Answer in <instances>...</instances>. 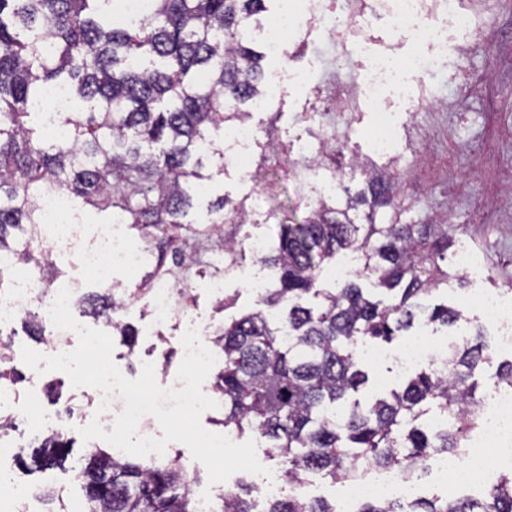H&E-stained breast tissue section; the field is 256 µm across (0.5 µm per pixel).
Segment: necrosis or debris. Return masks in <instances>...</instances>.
Segmentation results:
<instances>
[{
  "label": "necrosis or debris",
  "mask_w": 512,
  "mask_h": 512,
  "mask_svg": "<svg viewBox=\"0 0 512 512\" xmlns=\"http://www.w3.org/2000/svg\"><path fill=\"white\" fill-rule=\"evenodd\" d=\"M362 2V27L373 20L389 17L411 24L424 52L411 57L407 65L416 71H430L439 64L448 43L449 26L474 28L475 12H466L460 0H296L298 12L306 23L318 26L329 39L341 46L362 49L366 46L361 29L348 27L346 20L355 2ZM401 84V76L391 56L378 55L371 61L370 75L360 93L363 103L373 105L376 126L371 136L372 150L387 155L393 148V114L386 105L388 92ZM45 234L40 241L45 253L55 258L74 260L81 272L90 274L98 287L112 289L115 272L139 269L144 248L131 241L120 223L100 224L88 228L70 207L61 191L47 190L41 200ZM56 289L44 287L32 278L28 287L0 291V311H9L18 319L28 312L48 318ZM150 313L156 326L172 321L190 320L196 325L200 339H207L210 327L198 317L189 316L182 301L178 283L164 281L150 292ZM482 320L490 325L498 346L512 349V310L503 306L499 294H484L478 301ZM484 419L477 438L479 447L497 451L494 461L483 456L464 458L438 453L426 460L422 472L401 474L394 468H369L360 478L344 482L347 503L361 501H413L421 496V478L429 476L434 486L451 485L456 489L482 486L496 469L498 462L512 463V387L495 389L484 400Z\"/></svg>",
  "instance_id": "necrosis-or-debris-1"
}]
</instances>
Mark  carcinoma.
<instances>
[{
    "label": "carcinoma",
    "instance_id": "obj_1",
    "mask_svg": "<svg viewBox=\"0 0 512 512\" xmlns=\"http://www.w3.org/2000/svg\"><path fill=\"white\" fill-rule=\"evenodd\" d=\"M119 0H0V254L39 269L50 288L63 270L35 251L40 199L55 187L107 220L120 216L148 240L151 251L137 288L118 297L92 292L90 306L112 333H135L121 312L175 273L166 255L195 263L189 243H242L221 235L223 224H245L244 202L220 197L214 218L188 220L201 197V169L224 159L212 133L250 118L252 97L265 90L266 54L257 32L269 23V0H153L150 15L126 28L103 20ZM66 87L84 106L58 113L68 138L46 136L27 118L40 112L45 88ZM336 136L307 164L337 172L334 198L313 200L300 224H282L260 262L274 286L257 294L258 309L215 332L224 369L214 387L224 398L226 428L250 430L285 459L286 476L323 473L341 480L363 468L392 466L414 473L435 452L462 453L482 420L475 374L491 361L480 326L456 342L447 363L429 364L400 390L363 403L352 395L369 381L359 345L390 343L414 325L454 326L462 311L431 305L454 274L441 266L458 227L403 224L398 179L365 170V189L352 196L336 170ZM366 206L369 212L360 214ZM342 251L362 266L332 288L313 270ZM375 279L379 293L361 287ZM28 335H48L32 312ZM11 344L0 336V386L16 387ZM448 417L430 434L419 420L429 411ZM69 454L51 436L33 462L49 467ZM86 512H199L188 478L173 463L129 461L91 448L79 470ZM256 489L237 484L210 512H255ZM264 512H336L322 499L267 501ZM358 512H512V472L475 500L435 495L412 502H368Z\"/></svg>",
    "mask_w": 512,
    "mask_h": 512
}]
</instances>
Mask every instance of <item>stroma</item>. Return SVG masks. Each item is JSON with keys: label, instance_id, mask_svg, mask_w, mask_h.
<instances>
[{"label": "stroma", "instance_id": "35a3bbf8", "mask_svg": "<svg viewBox=\"0 0 512 512\" xmlns=\"http://www.w3.org/2000/svg\"><path fill=\"white\" fill-rule=\"evenodd\" d=\"M481 9L477 32L449 30L448 54L436 71L407 74L405 95L391 101L397 148L390 156L369 151L373 110L341 107L327 112L314 102L319 97L332 98L341 85L362 84L372 54L408 57L420 51L422 45L407 25L386 19L375 22L369 51L347 57L314 27L306 36L307 50L300 62L266 60V68L279 77L280 88L251 114L258 137L250 160L245 165L231 160L207 163L203 173L209 196L196 203L191 219L209 221V199L226 195L244 201L249 212L246 224L224 225L226 236L270 239L280 221H303L309 207L301 199L294 172L286 165L266 167L261 162L264 131L274 128L280 146L292 151L298 142L336 129L342 145L338 163L361 161L379 172L398 174L402 223L430 224L446 218L459 224L458 237L474 251L477 262L463 272L461 281L449 282L448 302L462 309L471 323H479L478 298L512 287V0H483ZM297 66L309 72L310 86L292 80ZM262 272L258 256L245 253L237 276L226 280L222 295L217 296L199 270L190 269L195 307L218 327L251 312L255 300L251 282ZM223 296L232 299L231 307H220ZM126 320L137 336L131 345L115 338L114 363L120 368L130 361L151 363L157 368L158 385L169 388L179 365L165 363L164 353L176 347L177 337L153 335L148 317L139 310L127 313ZM0 330L13 337L11 366L18 379L15 410L24 421V434L16 447L0 456V476L20 486L54 487L63 498L65 512H83L84 497L72 479L88 450L80 434L83 420L73 419L66 432L71 450L54 468L24 470L16 460L31 458L37 451L52 423L56 401L84 405L93 390L73 387L65 373L41 375L28 367L22 349L39 352L43 346L26 335L21 323Z\"/></svg>", "mask_w": 512, "mask_h": 512}]
</instances>
